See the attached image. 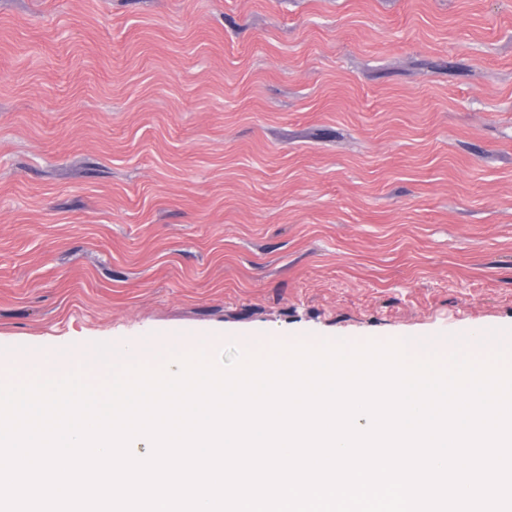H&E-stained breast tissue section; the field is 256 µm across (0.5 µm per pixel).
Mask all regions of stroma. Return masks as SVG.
I'll use <instances>...</instances> for the list:
<instances>
[{
    "label": "stroma",
    "instance_id": "obj_1",
    "mask_svg": "<svg viewBox=\"0 0 512 512\" xmlns=\"http://www.w3.org/2000/svg\"><path fill=\"white\" fill-rule=\"evenodd\" d=\"M493 331L512 0H0V377Z\"/></svg>",
    "mask_w": 512,
    "mask_h": 512
}]
</instances>
